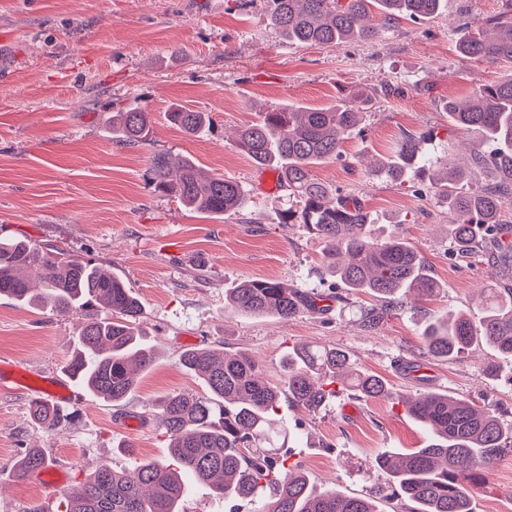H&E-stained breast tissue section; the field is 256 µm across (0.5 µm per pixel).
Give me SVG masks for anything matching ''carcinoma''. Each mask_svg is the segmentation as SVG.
I'll list each match as a JSON object with an SVG mask.
<instances>
[{
    "instance_id": "obj_1",
    "label": "carcinoma",
    "mask_w": 512,
    "mask_h": 512,
    "mask_svg": "<svg viewBox=\"0 0 512 512\" xmlns=\"http://www.w3.org/2000/svg\"><path fill=\"white\" fill-rule=\"evenodd\" d=\"M270 22L290 44L336 46L370 40L402 20H426L437 15L445 0H270ZM377 13L380 23L370 24ZM483 30L462 23L449 36L460 55L474 62L512 61V0L508 10L489 16ZM443 110L468 137L471 161L487 174L486 183L465 190L466 172L438 164L422 152L423 134H404L395 143L392 161L371 173L392 182L433 168L430 186L453 215L450 239L456 256H480L491 238L500 254L512 259V225L501 219L512 204V75L482 85L469 100L447 99ZM184 131L200 135L209 118L180 106L168 113ZM361 121V107L341 99L321 108H283L262 112L239 133L238 147L260 167L275 166L300 210H288L296 221L325 244V274L349 290L369 292L382 305L361 314L370 328L414 293L430 297L439 284L426 273L414 247L398 232L377 239L368 231L373 220L358 198L336 190L329 200L326 187L311 176L310 167L341 156L342 142ZM112 130L124 144H138L151 131L149 113L142 109L112 117ZM170 159H152L151 182L173 193L197 211L213 218L238 212L248 204L242 187L222 175H209L185 160L179 178L169 177ZM0 296L21 304L55 311H77L94 303L106 309L79 329L78 349L67 367L69 375L95 396L113 402L136 387L139 372L154 362V349L144 343L136 322L142 306L117 277L81 255L52 244L0 240ZM485 305L477 315L448 312L427 325L423 337L429 352L452 358L479 340L512 359V285L483 287ZM232 308L253 316L290 319L305 309L327 311L321 302L338 296L301 291L274 279H247L232 289ZM180 363L201 380L210 396L172 393L158 403L173 464L137 461L124 470L99 465L71 495L65 512H181L185 480L208 486L213 496L251 502L265 488L272 490L264 512H383L370 498L347 496L319 488L280 453L287 438L278 419L282 396L316 410L341 387L367 398L389 396L378 376L358 372L349 356L327 347L297 345L285 359L281 386L263 378L258 361L248 352L228 354L218 349L185 351ZM397 403L429 432V443L407 453L387 452L377 460L392 491L413 504L410 512H475L473 488L483 481L503 444L512 439V423L491 409L435 391L400 396ZM34 420L52 429L63 416L53 405L30 404ZM45 456L29 448L15 462L17 475L43 470Z\"/></svg>"
}]
</instances>
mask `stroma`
I'll list each match as a JSON object with an SVG mask.
<instances>
[{"instance_id": "stroma-1", "label": "stroma", "mask_w": 512, "mask_h": 512, "mask_svg": "<svg viewBox=\"0 0 512 512\" xmlns=\"http://www.w3.org/2000/svg\"><path fill=\"white\" fill-rule=\"evenodd\" d=\"M447 2L436 18L321 46L284 42L269 23V0H0V238L69 248L111 271L140 300L139 331L158 350L124 401L84 394L60 404L63 419L51 430L31 418L25 394L0 391V512H27L33 504L63 512L66 496L100 463L120 469L139 459L166 461L158 402L171 393H207L180 364L189 349L249 352L277 384L289 348L335 347L382 378L390 392L384 399L342 391L313 413L281 404L279 416L296 435L289 464L348 496H378L386 486L378 457L427 442L396 396L438 391L512 421V362L485 345L434 358L422 338L448 309L477 308L483 285L497 278L496 255L475 263L452 256V216L427 177L399 186L369 172L408 132H433L425 151L467 161L442 101L473 96L479 85L512 74V62L464 61L448 36L460 21L480 28L505 0ZM389 82L396 87L390 95ZM359 91L372 96L361 124L341 158L315 165L312 176L360 198L375 218L371 235L399 231L438 282L437 293L397 307L371 328L361 326L360 313L378 300L363 292L326 313L289 320L236 313L226 295L247 278L302 290L336 284L322 274V240L284 221L297 198L285 188L259 190L261 169L239 149V131L256 121L258 109L327 107ZM175 104L205 113L211 131L191 136L172 124ZM134 108L150 114L148 141L116 142L113 113ZM157 154L239 182L249 208L212 219L155 189L149 165ZM102 313L98 306L52 313L0 296V361L64 375L80 325ZM409 360L420 364L418 377L404 372ZM128 441L130 456L122 448ZM25 448L42 449L57 465V486L15 475L12 462ZM187 488L183 504L193 512H262L270 499L264 492L247 504L227 502L194 480ZM473 496L476 512H512V444Z\"/></svg>"}]
</instances>
